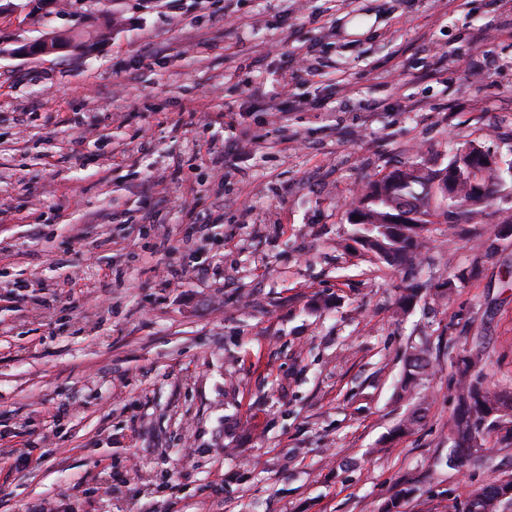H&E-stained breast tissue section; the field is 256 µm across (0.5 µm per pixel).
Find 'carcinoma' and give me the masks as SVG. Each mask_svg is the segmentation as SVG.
Masks as SVG:
<instances>
[{
    "instance_id": "cac0c4a2",
    "label": "carcinoma",
    "mask_w": 512,
    "mask_h": 512,
    "mask_svg": "<svg viewBox=\"0 0 512 512\" xmlns=\"http://www.w3.org/2000/svg\"><path fill=\"white\" fill-rule=\"evenodd\" d=\"M481 149L478 143H465L452 149L443 167L405 163L367 184L355 198L354 209L348 210L350 214L360 215V220L352 226L362 247L387 267L398 269L413 264L420 256L431 217L453 215L454 223L448 225L450 230L459 224L473 223L475 216L494 204L502 180L501 168L479 162ZM449 169L456 172L451 181L456 196L454 209L444 202L436 183L440 174ZM475 182L487 190V198L484 205L470 207L468 200ZM455 288L453 278L432 288L426 285L408 288L398 300V310L403 314L409 312L427 294L436 300L448 299ZM439 352L440 347L428 341L409 348L397 392L400 399L411 398L425 387ZM480 362L479 355L471 353L455 366L459 407L448 426V464L467 457L480 466L495 446H512V391L486 384ZM422 418V408H415L399 422L398 434L411 432ZM412 493L409 485L399 489L385 504L383 512H400L402 502ZM465 512H505V501L499 498L495 482L472 489Z\"/></svg>"
}]
</instances>
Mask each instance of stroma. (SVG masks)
I'll return each mask as SVG.
<instances>
[{
    "mask_svg": "<svg viewBox=\"0 0 512 512\" xmlns=\"http://www.w3.org/2000/svg\"><path fill=\"white\" fill-rule=\"evenodd\" d=\"M59 3L0 18V512H382L407 482L401 512H463L512 477V447L431 467L457 356L481 343L512 388V178L472 238L430 225L411 269L345 216L456 143L512 161V0ZM81 22L92 54L7 53ZM442 335L398 399L407 345ZM428 287L427 285H416L412 288H407L405 293L402 294L398 300L397 306L400 313L406 314L419 302L424 295H431L434 300L449 299L455 288H457L455 279L448 278L444 282ZM432 292V293H431Z\"/></svg>",
    "mask_w": 512,
    "mask_h": 512,
    "instance_id": "1",
    "label": "stroma"
}]
</instances>
